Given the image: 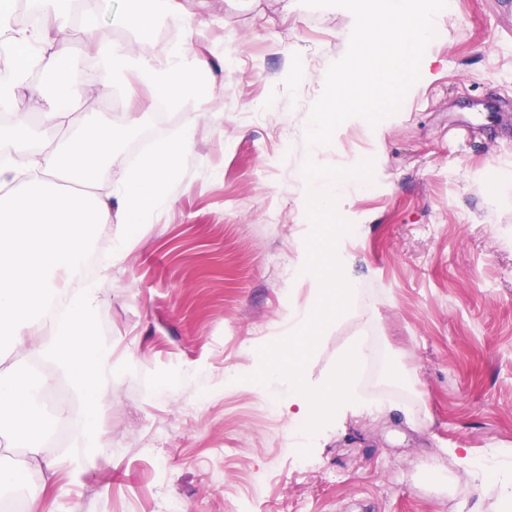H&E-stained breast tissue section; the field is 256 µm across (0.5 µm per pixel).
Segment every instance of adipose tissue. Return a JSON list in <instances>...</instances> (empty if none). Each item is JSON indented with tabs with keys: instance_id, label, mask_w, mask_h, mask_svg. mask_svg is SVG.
I'll list each match as a JSON object with an SVG mask.
<instances>
[{
	"instance_id": "ef3b65f1",
	"label": "adipose tissue",
	"mask_w": 512,
	"mask_h": 512,
	"mask_svg": "<svg viewBox=\"0 0 512 512\" xmlns=\"http://www.w3.org/2000/svg\"><path fill=\"white\" fill-rule=\"evenodd\" d=\"M112 0H39L40 18L32 29L15 28L13 0H0V111L13 119L0 124V336L13 350L41 355L67 374L83 398L86 437L94 439L105 410L104 379L110 350L95 328L98 288L84 272L93 252L97 229L119 220L126 231L113 248L121 256L129 246V231L147 223L172 201L171 188L179 181L194 147L195 125L187 123L173 140L159 144L133 168L116 175L117 189L97 193L99 174L111 156L122 127L138 125L158 106L179 109L206 100L214 62L192 48L203 36L207 18L183 21L185 37L163 58L142 55L159 12L178 15V0H124L114 11L126 34L118 42L101 17ZM79 28L84 47L97 63V78L105 92L133 99L137 88L148 89V103L130 109L124 125L112 124L107 113L85 116L78 128L71 101L50 97L42 124L59 130L60 138L35 149L38 127L17 112L18 92L33 72L51 75L70 85L82 58H64L48 50L46 41H65ZM41 124V125H42ZM24 374L0 375V416L15 426L14 445L37 459L41 449L26 445L28 433L53 432L62 416L46 415L37 404V389H50Z\"/></svg>"
}]
</instances>
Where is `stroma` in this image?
Listing matches in <instances>:
<instances>
[{"label":"stroma","mask_w":512,"mask_h":512,"mask_svg":"<svg viewBox=\"0 0 512 512\" xmlns=\"http://www.w3.org/2000/svg\"><path fill=\"white\" fill-rule=\"evenodd\" d=\"M209 4L197 47L236 52L208 102L147 115L99 177L111 192L142 138L159 144L206 111L171 206L99 283L111 356L96 457L83 455V400L67 377L0 349V373L67 389L47 409L64 412L69 435L41 441L27 484L54 512H495L496 487L466 483L448 451L484 465L512 448V0H453L425 51L432 66L389 124L343 122L318 148L304 131L352 14L299 0ZM297 61L308 80L293 81ZM308 156L369 159L374 178L339 211L357 291L303 377L320 383L363 342L358 389L388 410L347 416L292 452L288 382L248 376L310 298L295 271L311 229Z\"/></svg>","instance_id":"stroma-1"}]
</instances>
